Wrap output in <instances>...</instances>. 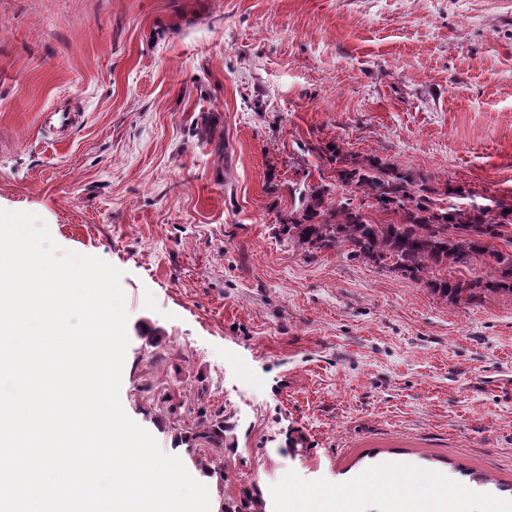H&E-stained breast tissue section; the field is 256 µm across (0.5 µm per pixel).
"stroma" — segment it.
<instances>
[{"label": "stroma", "instance_id": "stroma-1", "mask_svg": "<svg viewBox=\"0 0 512 512\" xmlns=\"http://www.w3.org/2000/svg\"><path fill=\"white\" fill-rule=\"evenodd\" d=\"M332 140L512 203V0H0V209L123 271L122 407L211 512L386 470L512 502V296L294 246Z\"/></svg>", "mask_w": 512, "mask_h": 512}]
</instances>
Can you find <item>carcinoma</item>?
I'll return each instance as SVG.
<instances>
[{
    "label": "carcinoma",
    "instance_id": "obj_1",
    "mask_svg": "<svg viewBox=\"0 0 512 512\" xmlns=\"http://www.w3.org/2000/svg\"><path fill=\"white\" fill-rule=\"evenodd\" d=\"M335 179L319 183L300 195V208L288 216L284 232L302 248H349L355 258L421 276L431 292L453 304L486 294H512V256L496 249H512V205L501 202L443 207L430 179L370 157L351 158L340 144L325 147ZM338 188L363 194V200L335 201ZM371 203H365V200ZM398 217L379 223L367 217L365 206ZM494 259L484 278H449L443 272L484 257ZM195 438L217 449L224 447V421L213 420Z\"/></svg>",
    "mask_w": 512,
    "mask_h": 512
}]
</instances>
